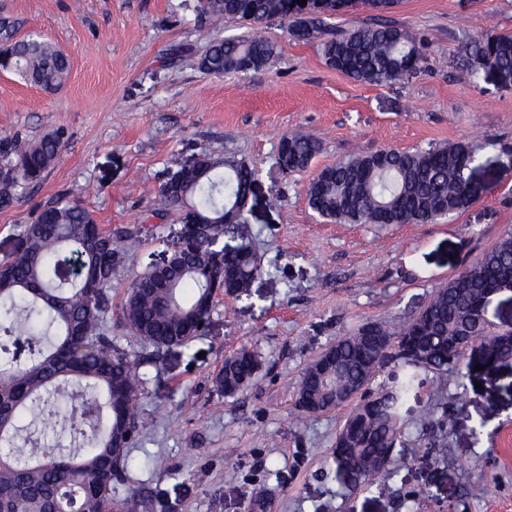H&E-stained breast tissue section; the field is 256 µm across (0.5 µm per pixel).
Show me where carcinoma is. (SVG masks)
<instances>
[{
    "label": "carcinoma",
    "mask_w": 512,
    "mask_h": 512,
    "mask_svg": "<svg viewBox=\"0 0 512 512\" xmlns=\"http://www.w3.org/2000/svg\"><path fill=\"white\" fill-rule=\"evenodd\" d=\"M294 0H200L198 17L209 24L245 22L253 33L212 42L199 69L222 77L258 71L277 51L259 27L278 20L296 41L320 44L325 63L349 78L383 84L416 72L423 46L385 15L400 0H313L309 8ZM362 5L375 19L348 29L328 17ZM14 24L0 19V67L45 91L60 89L69 78V57L39 37L14 39ZM466 74L486 78L493 70L512 81V33H485L464 47ZM62 137L49 133L36 140L0 137V153L14 161L0 170V209L21 200L56 162ZM484 146L457 142L414 152L382 149L342 158L311 179L307 196L322 218L344 224H427L467 208L482 193L469 181ZM320 151V142L289 133L278 142L276 163L288 173L302 172ZM258 180V171L234 158L203 154L181 165L154 190L150 216L163 219L191 208L201 220L193 244L170 256L166 273L148 270L127 287L121 323L152 347L151 356L194 339L198 322L210 317L213 289H224V269L213 260L212 241L224 236V210L231 208ZM24 253L0 264V512H147L148 500L136 491L113 495L128 466L125 448L112 441L128 432L132 444L139 429L134 412L146 381L139 372L150 360L133 361L114 343L112 275L121 235L103 229L78 201L67 197L44 205L31 224L21 227ZM238 269L229 292L249 291L260 272L249 246L229 258ZM512 287V232L464 267L434 292L427 310L394 328L375 324V335L398 343L418 339L420 358L394 350L387 358L404 368L389 386L366 395L374 408L354 407L338 434H349L348 458L336 468L352 469L370 484L381 474L380 462L392 457L406 426L404 404L419 385L421 368L446 373L460 368L463 356L448 357V341L464 330L480 337L490 358L512 361V341L489 329L473 311L488 288ZM362 324L336 342L341 372L329 381L330 392H313L319 401L344 385L359 387L372 379L377 354ZM258 355L241 349L224 359L215 378L219 391L234 390L259 368ZM28 414L47 416L43 430L67 422L68 450L48 448L26 454L17 448Z\"/></svg>",
    "instance_id": "obj_1"
}]
</instances>
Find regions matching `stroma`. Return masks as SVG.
Returning a JSON list of instances; mask_svg holds the SVG:
<instances>
[{
    "label": "stroma",
    "instance_id": "35a3bbf8",
    "mask_svg": "<svg viewBox=\"0 0 512 512\" xmlns=\"http://www.w3.org/2000/svg\"><path fill=\"white\" fill-rule=\"evenodd\" d=\"M199 0H0L16 38L41 36L71 60L54 93L0 69V136L62 132L55 165L19 203L0 210V263L23 248L22 225L59 196L78 200L106 229L130 230L112 277V306L186 232L179 215L149 217L152 191L180 164L209 153L259 172L245 220L262 267L250 296L219 295L203 335L148 368L141 423L118 495H146L148 512H512V361L478 370L477 351L435 374L405 404L408 426L373 484L341 474L336 433L349 407L303 414L294 403L305 367L366 322L416 316L434 291L512 231V89L464 78V45L512 32V0H401L393 21L423 38L420 73L383 85L328 67L319 43L266 26L278 55L259 71L213 77L198 61L210 40L246 33L235 21L202 34ZM316 137L307 171L274 165L280 137ZM483 144L484 191L465 210L428 224L331 223L308 204L314 173L352 153ZM256 350L261 366L237 395L215 378L227 355ZM450 413L435 428L436 401ZM155 459L148 467L147 459ZM472 485L481 497L468 496ZM417 491L415 502L403 500Z\"/></svg>",
    "mask_w": 512,
    "mask_h": 512
}]
</instances>
